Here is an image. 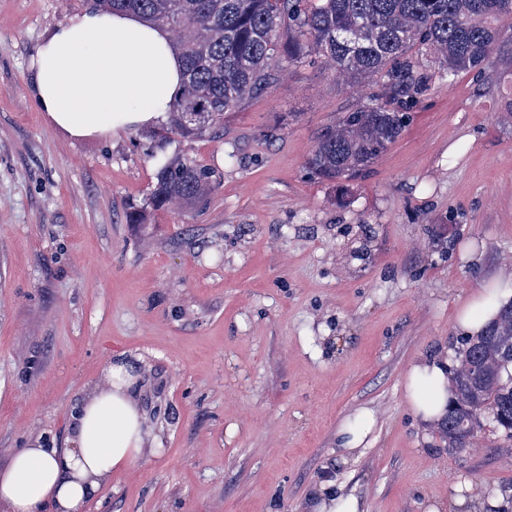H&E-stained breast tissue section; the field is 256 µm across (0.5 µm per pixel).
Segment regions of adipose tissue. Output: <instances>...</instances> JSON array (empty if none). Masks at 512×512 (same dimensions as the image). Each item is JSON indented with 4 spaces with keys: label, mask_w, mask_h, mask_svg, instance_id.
Here are the masks:
<instances>
[{
    "label": "adipose tissue",
    "mask_w": 512,
    "mask_h": 512,
    "mask_svg": "<svg viewBox=\"0 0 512 512\" xmlns=\"http://www.w3.org/2000/svg\"><path fill=\"white\" fill-rule=\"evenodd\" d=\"M31 67L37 104L54 128L76 139L164 122L183 72L168 30L134 14L96 9L49 34ZM511 302L512 280H489L458 312L457 327L479 335ZM447 366L434 358L409 371L406 394L424 421L445 410ZM107 377L81 398L67 447L32 443L0 470V512H84L113 472L135 463L145 437L136 381L122 364L109 365Z\"/></svg>",
    "instance_id": "adipose-tissue-1"
}]
</instances>
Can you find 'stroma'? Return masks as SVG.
Instances as JSON below:
<instances>
[{
    "mask_svg": "<svg viewBox=\"0 0 512 512\" xmlns=\"http://www.w3.org/2000/svg\"><path fill=\"white\" fill-rule=\"evenodd\" d=\"M91 5L0 0V468L66 446L75 402L121 362L147 436L84 512H313L331 484L361 512H512L492 422L448 451L405 392L416 361L455 358L475 289L512 274V60L436 81L342 187L306 160L377 84L319 55L273 58L276 81L200 138L53 128L31 60ZM175 156L219 184L128 223ZM348 421L371 425L351 454Z\"/></svg>",
    "mask_w": 512,
    "mask_h": 512,
    "instance_id": "35a3bbf8",
    "label": "stroma"
}]
</instances>
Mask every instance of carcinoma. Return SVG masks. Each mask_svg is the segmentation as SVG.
<instances>
[{
	"label": "carcinoma",
	"instance_id": "1",
	"mask_svg": "<svg viewBox=\"0 0 512 512\" xmlns=\"http://www.w3.org/2000/svg\"><path fill=\"white\" fill-rule=\"evenodd\" d=\"M93 7L162 27L177 16L190 31L175 41L184 78L171 107L198 116L176 124L186 138L203 136L273 83L268 62L276 56L294 61L315 50L347 84L377 77L378 92L326 127L307 159L311 177L333 183L362 175L398 140L437 75L481 72L493 54L512 56V39L494 26L512 15V0H93ZM202 183L214 184L215 172L175 157L158 170L149 205L193 208L203 199ZM459 353L470 369L451 377L442 422L448 448H463L485 416L512 439V375H502L512 365V304Z\"/></svg>",
	"mask_w": 512,
	"mask_h": 512
}]
</instances>
